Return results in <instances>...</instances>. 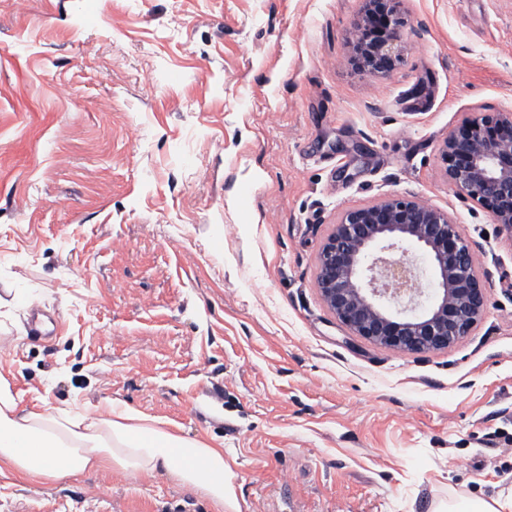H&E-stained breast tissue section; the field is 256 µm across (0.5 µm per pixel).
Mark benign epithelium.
<instances>
[{
    "mask_svg": "<svg viewBox=\"0 0 512 512\" xmlns=\"http://www.w3.org/2000/svg\"><path fill=\"white\" fill-rule=\"evenodd\" d=\"M356 22L349 60L376 77L401 60L407 25L403 0H367ZM440 159L460 194L484 208L512 241V111L476 112L444 139ZM409 242L428 254L435 300L417 311L423 291L414 260L397 255ZM316 288L354 336L404 354L445 350L468 336L488 305L486 285L448 212L412 196L392 194L342 212L319 249Z\"/></svg>",
    "mask_w": 512,
    "mask_h": 512,
    "instance_id": "7a95c632",
    "label": "benign epithelium"
}]
</instances>
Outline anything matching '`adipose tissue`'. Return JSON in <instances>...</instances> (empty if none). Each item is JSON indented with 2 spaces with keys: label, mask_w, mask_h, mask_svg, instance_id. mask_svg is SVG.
I'll list each match as a JSON object with an SVG mask.
<instances>
[{
  "label": "adipose tissue",
  "mask_w": 512,
  "mask_h": 512,
  "mask_svg": "<svg viewBox=\"0 0 512 512\" xmlns=\"http://www.w3.org/2000/svg\"><path fill=\"white\" fill-rule=\"evenodd\" d=\"M32 484L91 472L171 477L209 500L215 512H241L226 478L223 448L158 427L155 418L110 403L95 415L23 406L0 374V466Z\"/></svg>",
  "instance_id": "obj_1"
}]
</instances>
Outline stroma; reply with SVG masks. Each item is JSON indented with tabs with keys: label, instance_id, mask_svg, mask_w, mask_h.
<instances>
[{
	"label": "stroma",
	"instance_id": "obj_1",
	"mask_svg": "<svg viewBox=\"0 0 512 512\" xmlns=\"http://www.w3.org/2000/svg\"><path fill=\"white\" fill-rule=\"evenodd\" d=\"M365 0H0V373L224 445L241 512H446L512 494V241L439 147L512 110V0H404L388 77ZM411 194L488 308L448 349L351 335L314 286L345 209ZM54 320L29 339V310ZM0 512H213L165 476L0 474ZM369 8L356 22V37L349 50L351 65L376 77L392 72L401 60L398 42L407 25L403 0H367Z\"/></svg>",
	"mask_w": 512,
	"mask_h": 512
}]
</instances>
